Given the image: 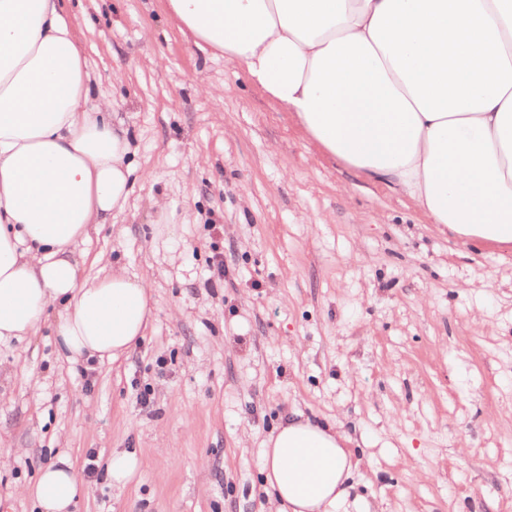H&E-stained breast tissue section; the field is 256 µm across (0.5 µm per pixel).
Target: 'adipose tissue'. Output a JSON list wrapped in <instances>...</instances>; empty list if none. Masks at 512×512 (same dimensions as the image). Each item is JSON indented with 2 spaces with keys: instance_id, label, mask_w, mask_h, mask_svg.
Here are the masks:
<instances>
[{
  "instance_id": "adipose-tissue-1",
  "label": "adipose tissue",
  "mask_w": 512,
  "mask_h": 512,
  "mask_svg": "<svg viewBox=\"0 0 512 512\" xmlns=\"http://www.w3.org/2000/svg\"><path fill=\"white\" fill-rule=\"evenodd\" d=\"M183 32L237 62L323 150L394 185L455 237L512 249V0H168ZM58 0H0V344L49 308L71 363L118 360L151 292L80 276L74 246L123 209L134 168ZM338 425L294 412L262 471L285 512H337L358 463ZM83 489L66 453L21 487L39 512Z\"/></svg>"
}]
</instances>
